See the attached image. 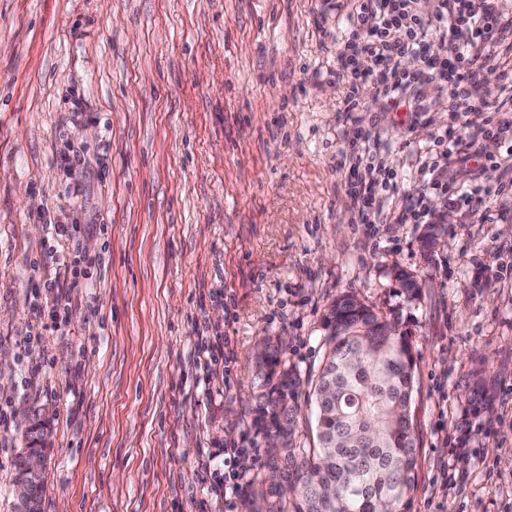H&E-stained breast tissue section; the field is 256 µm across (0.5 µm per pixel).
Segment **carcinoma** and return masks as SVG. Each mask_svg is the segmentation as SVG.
I'll list each match as a JSON object with an SVG mask.
<instances>
[{
  "label": "carcinoma",
  "mask_w": 512,
  "mask_h": 512,
  "mask_svg": "<svg viewBox=\"0 0 512 512\" xmlns=\"http://www.w3.org/2000/svg\"><path fill=\"white\" fill-rule=\"evenodd\" d=\"M400 294L411 300L421 285L413 273L395 268ZM324 353L315 373L316 444L297 446L303 384L299 370L284 358L277 336L265 337V352L254 358L262 392L254 426L266 438L267 471L288 484L282 493L268 478L252 481L249 506L264 512H411L417 488L420 434L411 406L417 389V362L395 311L384 313L355 295H338L322 317ZM37 409L26 427L23 451L46 448L45 422ZM44 484L23 512H41Z\"/></svg>",
  "instance_id": "1"
}]
</instances>
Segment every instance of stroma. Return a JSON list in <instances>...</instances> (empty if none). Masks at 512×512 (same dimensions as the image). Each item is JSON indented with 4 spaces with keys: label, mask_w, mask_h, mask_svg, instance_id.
<instances>
[{
    "label": "stroma",
    "mask_w": 512,
    "mask_h": 512,
    "mask_svg": "<svg viewBox=\"0 0 512 512\" xmlns=\"http://www.w3.org/2000/svg\"><path fill=\"white\" fill-rule=\"evenodd\" d=\"M350 0H0V512L24 410L52 414L42 512H224L228 442L262 452L253 347L301 374L336 295L398 311L417 354L412 512H512V206L494 223L424 185L450 113L410 123L372 83L346 115ZM376 183L424 223L362 224L357 130ZM67 229L76 250L49 246ZM83 273L43 314L46 274ZM425 283L408 303L389 272ZM487 413L467 404L474 372ZM33 385H25L26 377Z\"/></svg>",
    "instance_id": "35a3bbf8"
}]
</instances>
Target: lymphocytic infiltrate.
<instances>
[{"instance_id":"lymphocytic-infiltrate-1","label":"lymphocytic infiltrate","mask_w":512,"mask_h":512,"mask_svg":"<svg viewBox=\"0 0 512 512\" xmlns=\"http://www.w3.org/2000/svg\"><path fill=\"white\" fill-rule=\"evenodd\" d=\"M502 0H353L349 15L355 33L338 55L339 77L350 83L372 81L394 107L409 112H428L432 102L424 89L437 84L448 91V110L461 129L450 132L451 146L445 152L460 170H490L493 178L483 194L446 186L434 165L420 170L431 185L448 196L467 202L492 220L491 201L512 202V145L492 163H484L477 149L483 136L492 133L491 115L512 112V66L504 65L497 92H490L479 79L481 69L492 59L493 48L512 34ZM455 41L459 52L448 57L443 46ZM416 57L419 67L407 70L406 57ZM224 473V512H234L243 497V479L257 463L246 448H227Z\"/></svg>"}]
</instances>
